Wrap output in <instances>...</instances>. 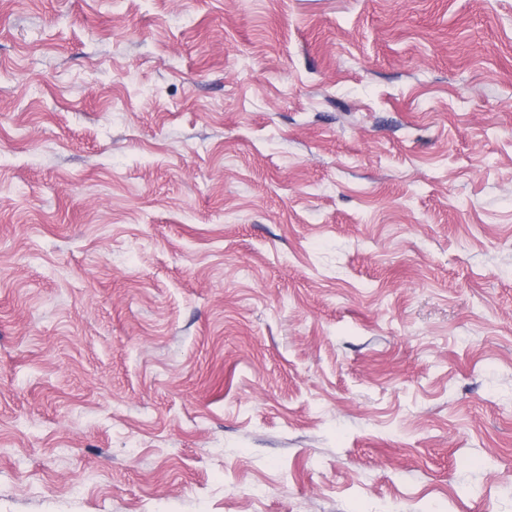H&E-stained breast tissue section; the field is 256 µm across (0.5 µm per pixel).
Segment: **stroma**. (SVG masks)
<instances>
[{
	"label": "stroma",
	"mask_w": 512,
	"mask_h": 512,
	"mask_svg": "<svg viewBox=\"0 0 512 512\" xmlns=\"http://www.w3.org/2000/svg\"><path fill=\"white\" fill-rule=\"evenodd\" d=\"M391 505L512 512V0H0V512Z\"/></svg>",
	"instance_id": "obj_1"
}]
</instances>
